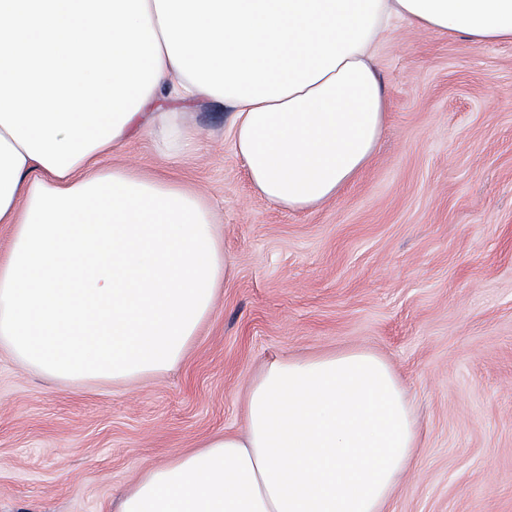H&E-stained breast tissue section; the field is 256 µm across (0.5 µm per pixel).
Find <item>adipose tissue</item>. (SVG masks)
Segmentation results:
<instances>
[{
    "label": "adipose tissue",
    "instance_id": "1",
    "mask_svg": "<svg viewBox=\"0 0 512 512\" xmlns=\"http://www.w3.org/2000/svg\"><path fill=\"white\" fill-rule=\"evenodd\" d=\"M161 72L114 139L56 175L0 126V348L64 384L177 364L233 271L203 196L104 161L152 134L199 142L158 100L223 106L255 190L290 211L336 197L374 157L387 96L374 50L397 23L512 42V0H147ZM245 427L146 467L116 512H385L418 446L391 365L365 349L270 362Z\"/></svg>",
    "mask_w": 512,
    "mask_h": 512
}]
</instances>
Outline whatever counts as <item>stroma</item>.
<instances>
[{"label": "stroma", "mask_w": 512, "mask_h": 512, "mask_svg": "<svg viewBox=\"0 0 512 512\" xmlns=\"http://www.w3.org/2000/svg\"><path fill=\"white\" fill-rule=\"evenodd\" d=\"M376 65L380 147L317 209L256 194L214 104L165 103L201 131L177 168L146 135L113 156L202 192L233 275L160 374L63 385L0 350V512H114L145 466L242 430L266 362L355 347L421 425L388 512H512V42L403 23Z\"/></svg>", "instance_id": "1"}]
</instances>
